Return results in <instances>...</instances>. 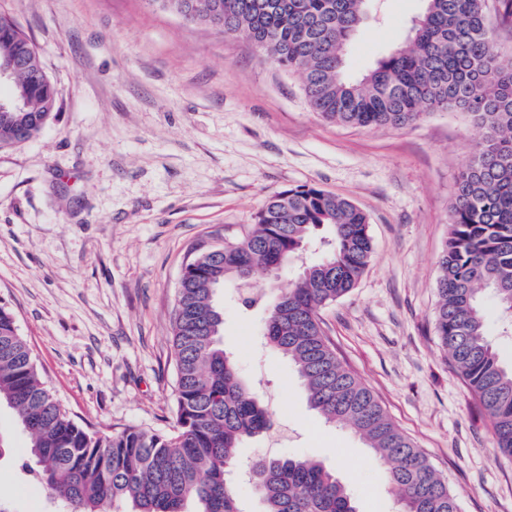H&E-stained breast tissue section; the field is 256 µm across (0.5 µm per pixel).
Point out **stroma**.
Returning a JSON list of instances; mask_svg holds the SVG:
<instances>
[{"instance_id":"35a3bbf8","label":"stroma","mask_w":512,"mask_h":512,"mask_svg":"<svg viewBox=\"0 0 512 512\" xmlns=\"http://www.w3.org/2000/svg\"><path fill=\"white\" fill-rule=\"evenodd\" d=\"M424 0H373L348 48L357 76L396 49ZM36 44L57 108L41 135L0 148V301L79 422L173 426L172 320L184 267L239 235L271 195L315 185L368 216L374 253L356 288L321 309L342 361L372 389L459 498L512 512V459L434 331L438 257L456 177L482 139L461 112L404 128H353L313 112L298 73L248 41L186 24L157 0H0ZM224 348L272 430L242 465L308 457L335 468L359 512H396L381 466L307 403L263 340L265 310L219 293ZM0 502L46 512L21 479L29 439L0 409Z\"/></svg>"}]
</instances>
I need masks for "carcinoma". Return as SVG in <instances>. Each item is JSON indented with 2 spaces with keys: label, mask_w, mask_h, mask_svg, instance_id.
Here are the masks:
<instances>
[{
  "label": "carcinoma",
  "mask_w": 512,
  "mask_h": 512,
  "mask_svg": "<svg viewBox=\"0 0 512 512\" xmlns=\"http://www.w3.org/2000/svg\"><path fill=\"white\" fill-rule=\"evenodd\" d=\"M192 24L242 36L280 67L301 74L309 107L349 127H404L434 111L467 114L483 130L460 171L439 256L435 333L454 372L488 417L495 447L512 458V367L487 338L493 299L512 329V61L497 49L488 0H425L405 42L360 78L346 74L348 44L368 0H156ZM25 62L12 96L25 112H0V147L26 126L36 137L56 109L55 89L34 42L0 14V58ZM302 265L266 305L267 344L294 366L309 407L349 426L375 459L400 512H460L457 497L372 390L339 358L320 310L349 294L374 245L366 213L315 186L271 196L242 238L195 257L180 280L172 324L176 369L170 433L112 434L76 422L43 382L11 310L0 305V407L14 409L41 483L62 512H242L231 486L238 448L270 428L262 401L224 351L216 291L256 304L252 279L276 274L306 248ZM248 476L261 512H358L336 471L312 458H261Z\"/></svg>",
  "instance_id": "cac0c4a2"
}]
</instances>
